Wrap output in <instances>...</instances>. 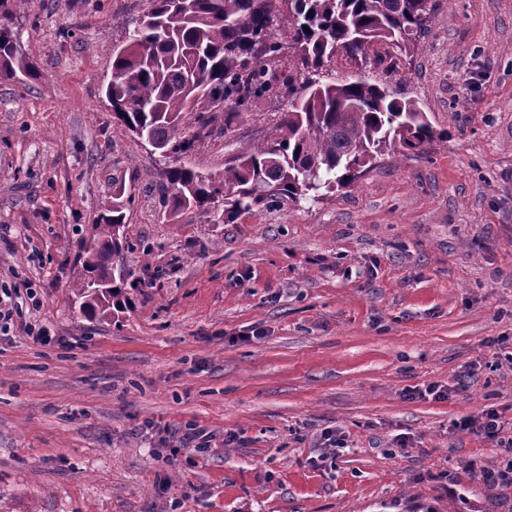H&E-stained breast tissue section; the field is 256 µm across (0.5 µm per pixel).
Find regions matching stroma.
I'll list each match as a JSON object with an SVG mask.
<instances>
[{
    "label": "stroma",
    "instance_id": "35a3bbf8",
    "mask_svg": "<svg viewBox=\"0 0 512 512\" xmlns=\"http://www.w3.org/2000/svg\"><path fill=\"white\" fill-rule=\"evenodd\" d=\"M434 3L404 73L447 140L172 224L102 92L150 0H30L40 76L0 80V286L50 340L0 335V512H512V484L473 475L512 448L453 427L512 428V0ZM285 107L216 117L190 161L223 171ZM120 186L138 288L91 321L75 262ZM462 431L480 433L486 438L495 439L501 433L503 422L498 414L486 412L480 418H466L455 424Z\"/></svg>",
    "mask_w": 512,
    "mask_h": 512
}]
</instances>
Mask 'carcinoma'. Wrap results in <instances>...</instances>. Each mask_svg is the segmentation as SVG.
<instances>
[{"label":"carcinoma","mask_w":512,"mask_h":512,"mask_svg":"<svg viewBox=\"0 0 512 512\" xmlns=\"http://www.w3.org/2000/svg\"><path fill=\"white\" fill-rule=\"evenodd\" d=\"M29 0H0V78L38 76L13 19ZM112 47L105 90L113 119L133 136L185 155L218 112L224 131L263 101L287 99L271 138L224 164V174L167 166L166 217L196 210L232 221L269 192L296 202L349 187L380 156H416L448 139L419 101L378 72L408 57L434 24L433 0H150ZM366 73L333 69L337 58ZM120 189L82 243L71 288L81 315L106 320L130 303L123 253L133 246Z\"/></svg>","instance_id":"1"}]
</instances>
